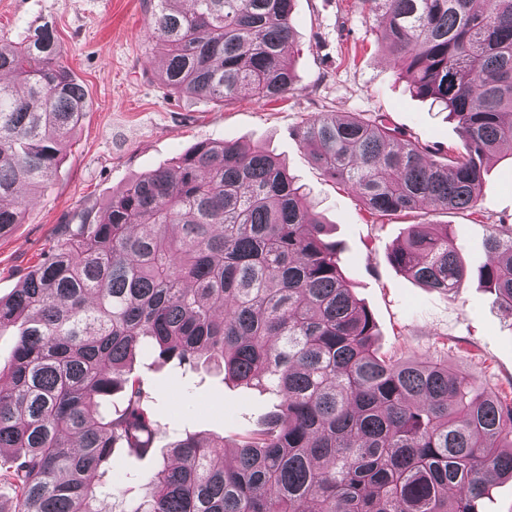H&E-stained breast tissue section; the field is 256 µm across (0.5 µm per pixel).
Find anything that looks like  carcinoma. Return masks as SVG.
<instances>
[{
  "instance_id": "1",
  "label": "carcinoma",
  "mask_w": 512,
  "mask_h": 512,
  "mask_svg": "<svg viewBox=\"0 0 512 512\" xmlns=\"http://www.w3.org/2000/svg\"><path fill=\"white\" fill-rule=\"evenodd\" d=\"M150 0L148 39L165 88L225 103L294 86L286 50L295 0ZM415 96L448 110L460 144L441 161L383 114L312 116L296 130L311 161L373 216L476 213L486 164L512 148V0H359ZM89 111L47 21L0 36V233L45 191ZM478 275L512 311V224H492ZM390 262L451 292L470 271L446 224H413ZM17 327L0 372V455L14 504L0 512H101L115 450L144 456L159 431L142 349L280 398L241 435H177L171 462L112 512H480L512 478V395L432 359L377 355L372 314L337 245L285 168L263 149L206 141L86 210L20 288L0 299ZM122 393L120 406L100 405Z\"/></svg>"
}]
</instances>
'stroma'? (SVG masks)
Returning <instances> with one entry per match:
<instances>
[{"mask_svg":"<svg viewBox=\"0 0 512 512\" xmlns=\"http://www.w3.org/2000/svg\"><path fill=\"white\" fill-rule=\"evenodd\" d=\"M146 0H0V34L53 22L63 60L91 101L62 152L44 195L26 202L20 224L0 237V297L54 247L62 224L83 210L103 215L113 193L141 174L170 165L203 141L231 139L271 152L302 185L340 250V265L355 297L376 322L380 354L441 358L502 392L512 389V313L478 276L456 296L421 287L392 266L388 255L409 225H450L470 269L486 257L489 227L512 224V151L487 164L476 213L416 211L370 216L356 196L309 160L293 131L318 113L386 115L405 139L440 152L459 143L446 110L414 97L406 79L377 40V22L365 19L358 0H295L296 39L288 50L294 89L275 102L248 96L216 104L173 95L162 86L157 52L148 42ZM136 370L156 391L163 430L149 456L115 453L102 502L113 493L144 495L142 475L163 462L172 435L223 437L234 445L274 411L268 392L229 380L208 365L184 374L143 352Z\"/></svg>","mask_w":512,"mask_h":512,"instance_id":"35a3bbf8","label":"stroma"}]
</instances>
